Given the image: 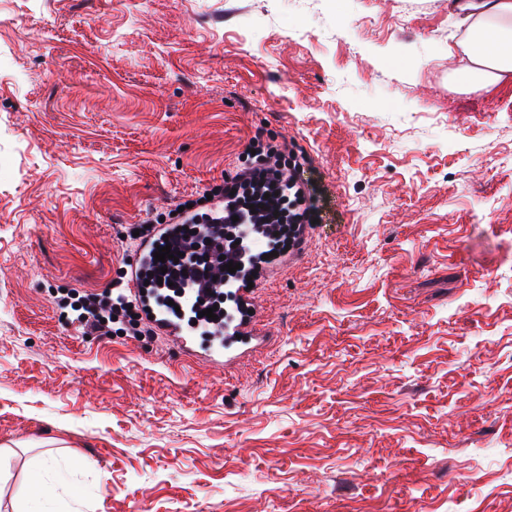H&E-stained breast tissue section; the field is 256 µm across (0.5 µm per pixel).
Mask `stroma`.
<instances>
[{
	"label": "stroma",
	"mask_w": 512,
	"mask_h": 512,
	"mask_svg": "<svg viewBox=\"0 0 512 512\" xmlns=\"http://www.w3.org/2000/svg\"><path fill=\"white\" fill-rule=\"evenodd\" d=\"M445 0L0 10V512H512V88L464 92ZM320 190L218 367L85 336L132 225L255 135ZM259 278L260 274L255 278L253 277L251 281H240L237 286V296L253 310V313L245 318L235 329L236 335H240L243 342L239 346H258L265 343L267 339V336L258 331L255 327L256 313L251 303V300L254 298V292L260 287ZM249 282H253V287L251 289H248ZM62 481L58 478L50 480L44 478H32L27 491L25 502L39 506L44 502L54 500L58 495V489Z\"/></svg>",
	"instance_id": "1"
}]
</instances>
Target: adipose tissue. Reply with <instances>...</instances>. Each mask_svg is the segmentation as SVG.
Masks as SVG:
<instances>
[{
  "instance_id": "adipose-tissue-1",
  "label": "adipose tissue",
  "mask_w": 512,
  "mask_h": 512,
  "mask_svg": "<svg viewBox=\"0 0 512 512\" xmlns=\"http://www.w3.org/2000/svg\"><path fill=\"white\" fill-rule=\"evenodd\" d=\"M463 30L456 46L468 84L512 85V0H447Z\"/></svg>"
}]
</instances>
